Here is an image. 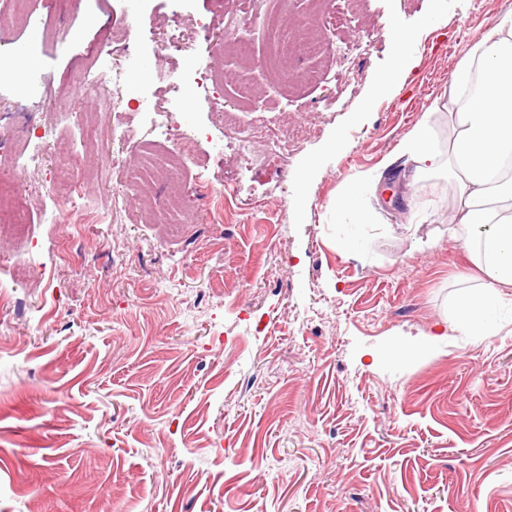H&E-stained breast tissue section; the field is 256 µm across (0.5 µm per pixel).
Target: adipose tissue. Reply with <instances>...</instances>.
Masks as SVG:
<instances>
[{
    "mask_svg": "<svg viewBox=\"0 0 512 512\" xmlns=\"http://www.w3.org/2000/svg\"><path fill=\"white\" fill-rule=\"evenodd\" d=\"M450 86L460 97L458 136L439 148L423 122L400 150L416 162L413 177L449 168L461 206L448 235L484 275L478 290L458 295L450 335L495 336L512 324V12L473 39ZM381 178V171L363 172L354 190L331 206L345 250H364L371 216L363 197L376 191Z\"/></svg>",
    "mask_w": 512,
    "mask_h": 512,
    "instance_id": "1",
    "label": "adipose tissue"
}]
</instances>
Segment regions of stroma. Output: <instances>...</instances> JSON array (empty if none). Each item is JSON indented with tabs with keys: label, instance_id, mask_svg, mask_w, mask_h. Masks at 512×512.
Segmentation results:
<instances>
[{
	"label": "stroma",
	"instance_id": "35a3bbf8",
	"mask_svg": "<svg viewBox=\"0 0 512 512\" xmlns=\"http://www.w3.org/2000/svg\"><path fill=\"white\" fill-rule=\"evenodd\" d=\"M336 8L346 24L285 85L260 64L258 28L236 51H153L177 24L221 29L243 0L0 7V141L22 148L61 112L72 124L41 166L0 164L28 219L27 235L0 233L20 266L0 292V512H512V325L441 336L473 269L448 236L454 181L400 177L418 122L438 146L457 135L450 76L512 0L285 6L313 24ZM115 63L120 112L87 100L89 70ZM172 70L207 84L176 131L155 113ZM217 103L266 110L276 133L299 118L313 130L286 169H241ZM379 166L366 248L344 250L326 207ZM55 179L120 196L117 217L87 223L47 194ZM172 179L193 208L167 211ZM234 179L242 193L207 194Z\"/></svg>",
	"mask_w": 512,
	"mask_h": 512
}]
</instances>
